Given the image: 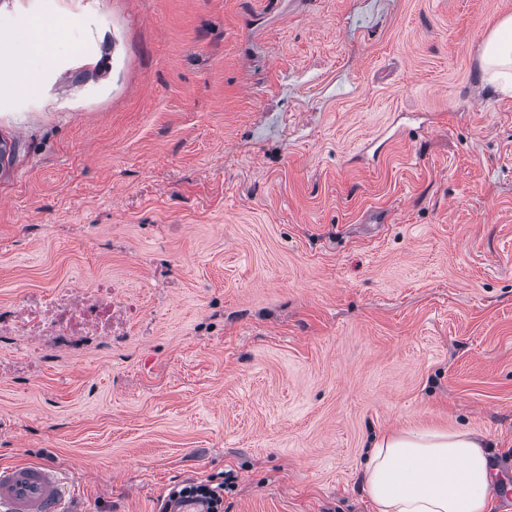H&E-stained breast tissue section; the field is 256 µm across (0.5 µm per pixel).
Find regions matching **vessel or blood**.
<instances>
[{"mask_svg":"<svg viewBox=\"0 0 512 512\" xmlns=\"http://www.w3.org/2000/svg\"><path fill=\"white\" fill-rule=\"evenodd\" d=\"M0 512H81L70 483L50 463L0 466Z\"/></svg>","mask_w":512,"mask_h":512,"instance_id":"vessel-or-blood-1","label":"vessel or blood"}]
</instances>
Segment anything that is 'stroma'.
Segmentation results:
<instances>
[{
	"label": "stroma",
	"mask_w": 512,
	"mask_h": 512,
	"mask_svg": "<svg viewBox=\"0 0 512 512\" xmlns=\"http://www.w3.org/2000/svg\"><path fill=\"white\" fill-rule=\"evenodd\" d=\"M512 0H0L68 20L0 99V305L111 279V349L10 355L0 464L84 512H373L381 430L486 437L512 495ZM481 67L487 83L512 88V15L502 18L484 42ZM234 476L229 472L218 473L200 482H188L173 487L162 503L160 512H170L173 502L181 498L202 500L208 505L207 512L224 511V491L234 486Z\"/></svg>",
	"instance_id": "1"
}]
</instances>
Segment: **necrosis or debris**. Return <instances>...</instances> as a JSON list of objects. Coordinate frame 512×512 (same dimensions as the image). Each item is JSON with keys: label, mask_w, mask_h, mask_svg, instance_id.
Masks as SVG:
<instances>
[{"label": "necrosis or debris", "mask_w": 512, "mask_h": 512, "mask_svg": "<svg viewBox=\"0 0 512 512\" xmlns=\"http://www.w3.org/2000/svg\"><path fill=\"white\" fill-rule=\"evenodd\" d=\"M126 313L108 280L92 289L32 291L18 303L0 305V344L22 340L41 357L52 351L81 355L122 336L115 322Z\"/></svg>", "instance_id": "4bbe7bcc"}]
</instances>
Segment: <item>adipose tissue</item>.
<instances>
[{
  "mask_svg": "<svg viewBox=\"0 0 512 512\" xmlns=\"http://www.w3.org/2000/svg\"><path fill=\"white\" fill-rule=\"evenodd\" d=\"M62 22L37 18L0 27V89L36 96L51 62L43 44ZM485 81L512 88V15L481 53ZM486 438L464 429L385 432L370 444L363 491L375 512H489L493 497Z\"/></svg>",
  "mask_w": 512,
  "mask_h": 512,
  "instance_id": "1",
  "label": "adipose tissue"
}]
</instances>
